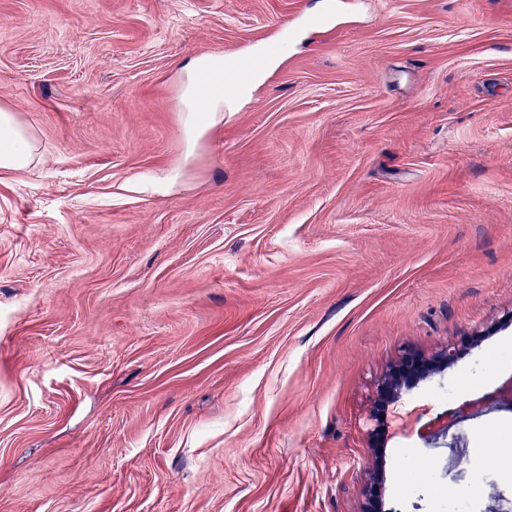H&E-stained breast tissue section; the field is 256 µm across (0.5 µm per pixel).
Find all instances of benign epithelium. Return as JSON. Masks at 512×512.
Masks as SVG:
<instances>
[{
  "label": "benign epithelium",
  "instance_id": "1",
  "mask_svg": "<svg viewBox=\"0 0 512 512\" xmlns=\"http://www.w3.org/2000/svg\"><path fill=\"white\" fill-rule=\"evenodd\" d=\"M459 354L458 346L450 344L429 357L414 351L406 352L394 367L378 383V406L383 407L401 398L412 383L427 378L449 366ZM381 475L370 477L365 491L363 512H383L378 489Z\"/></svg>",
  "mask_w": 512,
  "mask_h": 512
}]
</instances>
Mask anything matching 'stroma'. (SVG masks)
Segmentation results:
<instances>
[{"mask_svg": "<svg viewBox=\"0 0 512 512\" xmlns=\"http://www.w3.org/2000/svg\"><path fill=\"white\" fill-rule=\"evenodd\" d=\"M335 3L0 0V512L512 500V0ZM209 54L260 73L196 139ZM38 154L35 137L18 121L14 112L0 107V169L30 166ZM460 349L454 344L440 349L429 357L407 351L378 383V406L396 402L412 383L422 380L449 366Z\"/></svg>", "mask_w": 512, "mask_h": 512, "instance_id": "obj_1", "label": "stroma"}]
</instances>
